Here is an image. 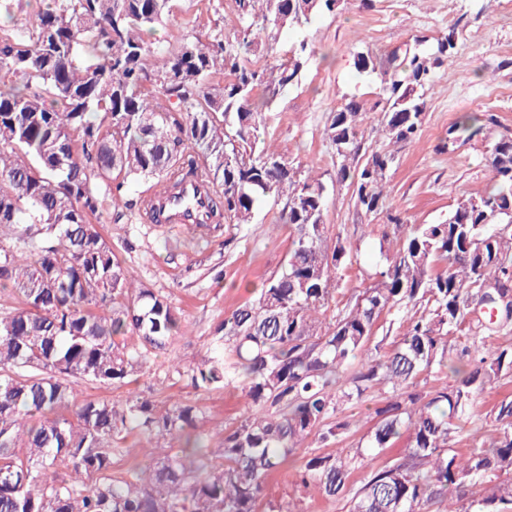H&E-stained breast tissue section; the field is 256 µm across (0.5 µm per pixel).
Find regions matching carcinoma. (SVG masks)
Returning a JSON list of instances; mask_svg holds the SVG:
<instances>
[{"label":"carcinoma","instance_id":"carcinoma-1","mask_svg":"<svg viewBox=\"0 0 512 512\" xmlns=\"http://www.w3.org/2000/svg\"><path fill=\"white\" fill-rule=\"evenodd\" d=\"M173 2L41 0L25 24L0 28V283L21 298L0 316V512H256L267 477L307 436L335 435L329 420L340 400L378 384L396 392L445 369L454 384L375 411L370 447L403 439V457L370 476L349 512H427L434 499L448 500V512H512V480H498L512 472V399L490 411L491 445L452 452L477 416L476 396L512 373V350L476 347L464 364L446 356L469 316L482 332L512 322V136L489 149L493 191L458 201L440 222L412 225L383 255L375 283L323 323L350 248L339 237L328 245L323 185L297 178L266 139L267 111L298 82L307 41L263 68L250 52L284 26L308 28L340 0H235L236 43L197 38L156 60L148 36ZM455 36L451 26L427 50L417 41L380 73L388 144L418 136L426 88ZM354 67L376 73L362 52ZM363 114L351 97L326 135L336 182L376 215L396 155L365 147ZM468 121L448 127L443 149L455 150ZM200 171L213 188L211 223L251 224L261 200L283 197L291 230L281 272L224 315L214 354L187 373L196 389L240 385L251 405L224 432L221 465L211 464L196 409L183 401L160 407L135 394L60 413L81 382L122 384L144 372L181 328L167 298L134 284L90 224L101 192L151 180L172 191ZM409 305L423 313L391 354L365 355L382 316ZM130 333L138 346L125 343ZM132 431L155 441L151 459L114 479L112 445ZM173 437L183 440L177 449ZM62 463L73 475H59ZM353 469L341 448L307 458L300 482L341 497ZM91 475L99 479L88 484Z\"/></svg>","mask_w":512,"mask_h":512}]
</instances>
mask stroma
<instances>
[{
	"label": "stroma",
	"mask_w": 512,
	"mask_h": 512,
	"mask_svg": "<svg viewBox=\"0 0 512 512\" xmlns=\"http://www.w3.org/2000/svg\"><path fill=\"white\" fill-rule=\"evenodd\" d=\"M453 24L458 27L455 47L427 92L421 134L398 149L387 173V212L365 215L336 181V154L325 134L333 113L354 96L366 108V145L384 141L378 121L383 106L380 78L360 76L354 56L369 54L382 69L393 52L417 39L434 43ZM238 27L235 0H177L151 36V48L161 54L187 39L218 32L231 41ZM301 39L308 42L309 62L298 84L284 92L270 112L267 137L293 166L325 187L327 237L342 238L351 248V262L340 271L336 296L341 299L369 287L380 249H395L387 213L401 214L410 225L431 224L446 217L459 200L492 190L489 146L502 133L512 132V12L506 0H373L368 8L360 0H341L334 13L317 18L305 33L284 28L276 39L263 41L255 58L262 64L272 61ZM490 115L495 123H487ZM463 116L472 117L470 130L454 153L442 152L449 126ZM144 190V185L130 184L103 197L91 222L129 275L168 299L184 328L165 350L151 355L136 381L75 385L71 403L122 401L132 393L149 395L161 406L186 401L197 408L210 448L218 449L224 445L225 431L247 416L244 395L237 387L194 389L182 374L210 356V342L225 313L253 297L255 289L285 264L290 238L287 225L279 221L284 202H260L253 224L243 227L148 224L137 217L113 221L115 206ZM507 395L512 396V376L477 396L479 433L458 438L455 451H465L476 440L494 441L496 426L488 412ZM393 399L388 387L377 385L361 398L340 402L331 419L337 427L335 438L323 444L307 437L297 457L338 448L357 452L348 484L350 493L357 492L372 472L397 463L401 456L397 447H365L375 410ZM257 512H349V499L327 497L313 485L302 487L296 468L287 465L266 481Z\"/></svg>",
	"instance_id": "stroma-1"
}]
</instances>
